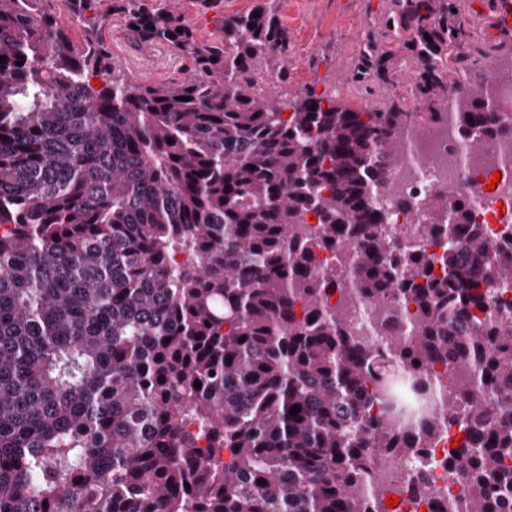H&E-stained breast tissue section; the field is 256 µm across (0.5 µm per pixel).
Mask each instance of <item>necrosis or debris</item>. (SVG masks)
Wrapping results in <instances>:
<instances>
[{
  "mask_svg": "<svg viewBox=\"0 0 512 512\" xmlns=\"http://www.w3.org/2000/svg\"><path fill=\"white\" fill-rule=\"evenodd\" d=\"M496 172L501 178L495 188H488L487 181ZM435 192L466 197L470 223L483 227L491 249L501 250L503 231L512 223V137H488L480 150L470 151L447 129L429 134L411 129L404 136L402 161L375 204L387 211L394 232L411 228L426 241L434 222L426 200ZM329 303L344 310L348 331L361 341L382 342L388 328L402 331L410 322L408 311L393 301L369 307L336 293ZM446 448L441 442L406 456L382 452L373 467V488L396 491L400 512H445L453 490L444 465ZM421 484L428 491L419 496L415 489Z\"/></svg>",
  "mask_w": 512,
  "mask_h": 512,
  "instance_id": "4bbe7bcc",
  "label": "necrosis or debris"
}]
</instances>
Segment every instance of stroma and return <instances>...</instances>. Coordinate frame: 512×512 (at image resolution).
<instances>
[{
    "label": "stroma",
    "instance_id": "35a3bbf8",
    "mask_svg": "<svg viewBox=\"0 0 512 512\" xmlns=\"http://www.w3.org/2000/svg\"><path fill=\"white\" fill-rule=\"evenodd\" d=\"M483 0H454L452 13L434 6L419 18L412 0H280L288 29V75L278 92L293 97L304 89L332 96L341 108L404 112L403 91H415L414 39L420 22L448 19L459 26L476 57L512 61V41H503L492 23L473 21ZM257 0H222L218 10L200 12L196 0H177L184 20L200 40L214 38L222 18L251 10ZM121 70L145 84L180 79L190 60L165 44L144 45L113 15L103 30Z\"/></svg>",
    "mask_w": 512,
    "mask_h": 512
}]
</instances>
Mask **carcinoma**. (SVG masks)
<instances>
[{"mask_svg":"<svg viewBox=\"0 0 512 512\" xmlns=\"http://www.w3.org/2000/svg\"><path fill=\"white\" fill-rule=\"evenodd\" d=\"M102 2L0 0V512H386L376 455L455 426L449 512H512V250L487 262L465 198L427 200L439 256L374 205L405 131L442 113L282 100L280 0L211 42L175 0H111L137 39L191 60L142 84L115 69ZM462 45L419 27L420 95ZM452 127L469 148L474 127L512 134L479 81ZM344 269L365 303L415 307L385 354L328 304ZM430 362L461 371L454 393L390 385ZM387 394H434L443 415L401 433L371 413Z\"/></svg>","mask_w":512,"mask_h":512,"instance_id":"obj_1","label":"carcinoma"}]
</instances>
